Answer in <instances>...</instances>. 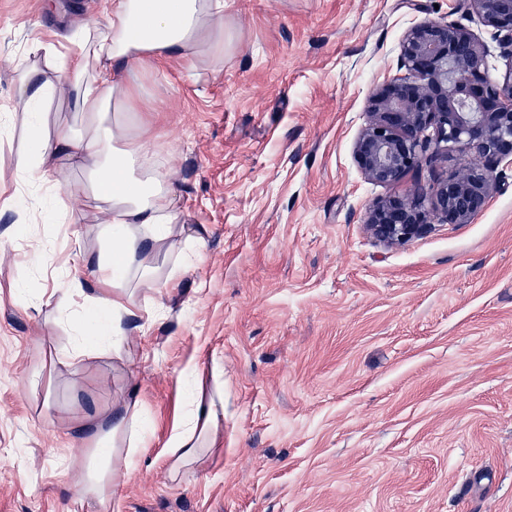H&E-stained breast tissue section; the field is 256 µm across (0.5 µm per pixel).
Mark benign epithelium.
I'll return each instance as SVG.
<instances>
[{
    "label": "benign epithelium",
    "mask_w": 512,
    "mask_h": 512,
    "mask_svg": "<svg viewBox=\"0 0 512 512\" xmlns=\"http://www.w3.org/2000/svg\"><path fill=\"white\" fill-rule=\"evenodd\" d=\"M462 2L503 35L511 62L503 80L491 81L487 52L470 29L422 21L406 30L400 42L406 74L372 89L354 160L367 180L386 186L406 183L433 145L465 161L437 183L415 181L407 195L372 204L366 229L388 246L428 235L435 219L471 223L491 198L498 168L512 166V0Z\"/></svg>",
    "instance_id": "1"
}]
</instances>
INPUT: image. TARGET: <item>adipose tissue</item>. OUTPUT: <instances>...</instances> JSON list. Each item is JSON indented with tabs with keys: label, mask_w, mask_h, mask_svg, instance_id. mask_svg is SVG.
Returning <instances> with one entry per match:
<instances>
[{
	"label": "adipose tissue",
	"mask_w": 512,
	"mask_h": 512,
	"mask_svg": "<svg viewBox=\"0 0 512 512\" xmlns=\"http://www.w3.org/2000/svg\"><path fill=\"white\" fill-rule=\"evenodd\" d=\"M73 44L74 52L64 55L53 45L32 40L28 54H44L52 76L37 87L24 83L19 89L27 106L52 95L68 97L83 119L80 130L60 126L50 137L41 124L32 125L30 148L19 160L27 184L67 192L66 170L92 174L86 191L109 243L91 272V293H84L80 282L70 284L83 299L75 315L80 341L58 355L62 364L84 355L100 337L121 334L124 320L138 317L141 307L127 286L129 276L135 271L142 281H152L157 275L153 258L173 249L177 230L178 197L143 143L131 139L135 115L125 80L113 67L126 62L150 72L165 60L191 68L204 57L223 59L224 0H111L106 29L83 25ZM223 416V400L195 401L169 443L171 474L197 461L202 449L214 448ZM143 424L136 398L124 401L115 416L91 423L95 446L77 478L83 497L102 508L112 501V475L121 457L116 442L135 444Z\"/></svg>",
	"instance_id": "adipose-tissue-1"
}]
</instances>
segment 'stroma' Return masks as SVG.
I'll list each match as a JSON object with an SVG mask.
<instances>
[{"label": "stroma", "instance_id": "stroma-1", "mask_svg": "<svg viewBox=\"0 0 512 512\" xmlns=\"http://www.w3.org/2000/svg\"><path fill=\"white\" fill-rule=\"evenodd\" d=\"M457 3L227 0L223 62L139 75L142 139L175 167L184 227L136 291L163 317L62 365L81 302L62 274L91 288L106 243L86 196L31 220L18 88L45 69L31 40L107 20L102 0H0V512H96L60 461L79 465L83 418L132 391L145 425L115 512H512V169L472 223L388 247L364 220L392 189L352 155L412 23L472 29L504 74ZM192 366L224 392L219 450L173 481Z\"/></svg>", "mask_w": 512, "mask_h": 512}]
</instances>
